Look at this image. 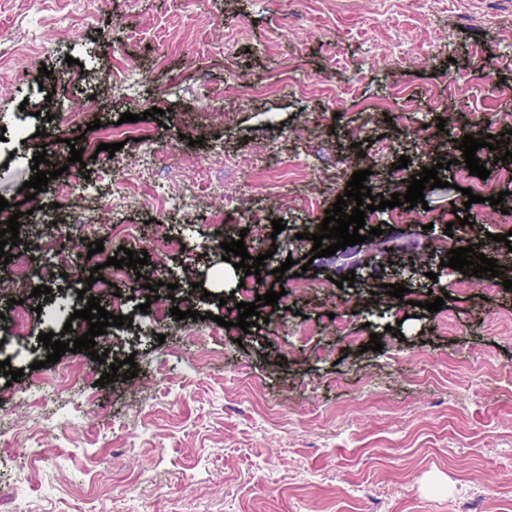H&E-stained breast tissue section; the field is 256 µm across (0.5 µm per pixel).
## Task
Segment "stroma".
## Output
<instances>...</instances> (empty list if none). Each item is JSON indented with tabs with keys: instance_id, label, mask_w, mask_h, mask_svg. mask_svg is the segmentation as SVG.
Segmentation results:
<instances>
[{
	"instance_id": "stroma-1",
	"label": "stroma",
	"mask_w": 512,
	"mask_h": 512,
	"mask_svg": "<svg viewBox=\"0 0 512 512\" xmlns=\"http://www.w3.org/2000/svg\"><path fill=\"white\" fill-rule=\"evenodd\" d=\"M123 65L145 82L104 88ZM245 80L263 94L241 99L233 87ZM88 97L81 122L100 126L82 136L67 109ZM384 103L387 114L362 122L365 106ZM156 104L161 119L141 126L159 156L146 159L118 120ZM510 129L512 0H0V196L22 205L20 239H54L34 266L72 253L49 301L25 298L18 347L0 348L25 371L12 384L0 375V512H512V290L431 254L441 239L455 247L444 229L469 189L480 200L460 237L512 263L494 240L512 231V181L486 147L476 155L489 177L471 175L458 145ZM262 135L291 157L287 180L255 165ZM88 140L121 149L93 157ZM41 145L63 180H88L106 204L105 250L122 244L113 225L132 224L129 249L149 257L117 279L120 304L100 297L132 325L108 327L97 349L133 357L132 379L101 383L109 364L83 352L45 361L39 333L64 327L46 312L84 308L77 290L95 262L78 236H56L71 202L48 185L30 202L20 192ZM74 147L83 156L71 165ZM219 148L237 155L250 198L247 251L268 256L254 294L225 279L219 224L162 205L180 178L223 212L201 174ZM403 155L409 173L439 168L445 185L425 189L426 207L368 212L382 235L314 259L312 274L275 277L310 253L355 171H368L372 193H406L392 178ZM157 224L176 248L154 245ZM403 265L419 273L408 298L386 295ZM350 272L354 285L337 286ZM160 281L179 285L180 310L206 315L207 335H190V317L144 328L138 306ZM276 285L287 308L225 335L217 317L236 320V303ZM431 295L446 299L439 312L419 307ZM27 390L53 401L36 409Z\"/></svg>"
}]
</instances>
